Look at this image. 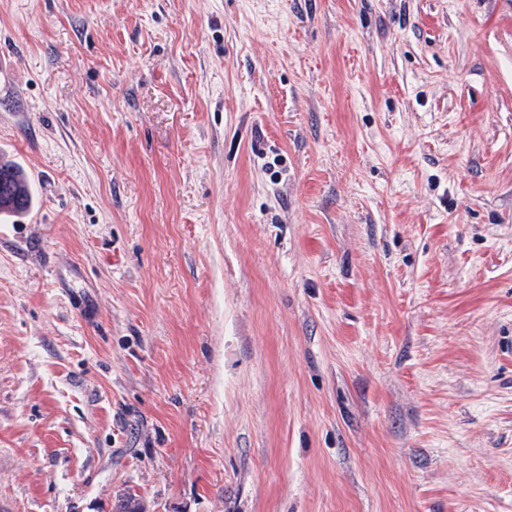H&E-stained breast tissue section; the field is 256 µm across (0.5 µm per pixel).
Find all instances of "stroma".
<instances>
[{"label":"stroma","instance_id":"35a3bbf8","mask_svg":"<svg viewBox=\"0 0 512 512\" xmlns=\"http://www.w3.org/2000/svg\"><path fill=\"white\" fill-rule=\"evenodd\" d=\"M0 512H512V0H0ZM32 196L24 170L14 161L0 159V213L20 214L30 209Z\"/></svg>","mask_w":512,"mask_h":512}]
</instances>
